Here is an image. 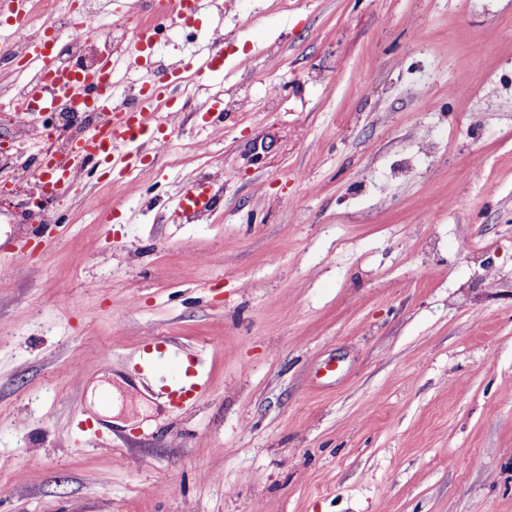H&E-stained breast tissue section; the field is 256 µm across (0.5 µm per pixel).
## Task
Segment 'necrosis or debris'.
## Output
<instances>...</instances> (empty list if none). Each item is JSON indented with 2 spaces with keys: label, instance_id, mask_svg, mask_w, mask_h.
Returning <instances> with one entry per match:
<instances>
[{
  "label": "necrosis or debris",
  "instance_id": "1",
  "mask_svg": "<svg viewBox=\"0 0 512 512\" xmlns=\"http://www.w3.org/2000/svg\"><path fill=\"white\" fill-rule=\"evenodd\" d=\"M56 36V66L62 72L96 71L102 57L90 53L92 41L103 40L108 48L131 43L136 28L125 19H113L112 0H39L26 27L6 25L0 29V115L15 125L19 136L38 141L43 149L64 151L86 128L96 126L98 109H78L72 100L57 95L50 107L29 98L28 87L35 74L26 57L34 39L46 31ZM47 110L46 123L30 120L34 110Z\"/></svg>",
  "mask_w": 512,
  "mask_h": 512
}]
</instances>
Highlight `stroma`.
Segmentation results:
<instances>
[{
    "label": "stroma",
    "instance_id": "35a3bbf8",
    "mask_svg": "<svg viewBox=\"0 0 512 512\" xmlns=\"http://www.w3.org/2000/svg\"><path fill=\"white\" fill-rule=\"evenodd\" d=\"M218 26L136 187L0 204V512H512V0H213L160 49ZM214 200L209 180L195 181L178 198L175 213L179 217L198 218L212 212ZM164 345L163 342L154 343L156 352L161 359H165L168 365V376L164 377V384L160 388V395L170 404L179 405L195 400L203 391L206 380L203 369V361L197 356L187 355L186 359L189 367L186 368L187 377H195V382L187 383L182 378L184 366V352L174 351L168 348L167 351H159L158 346ZM166 348V345H164ZM198 365V370L195 367Z\"/></svg>",
    "mask_w": 512,
    "mask_h": 512
}]
</instances>
